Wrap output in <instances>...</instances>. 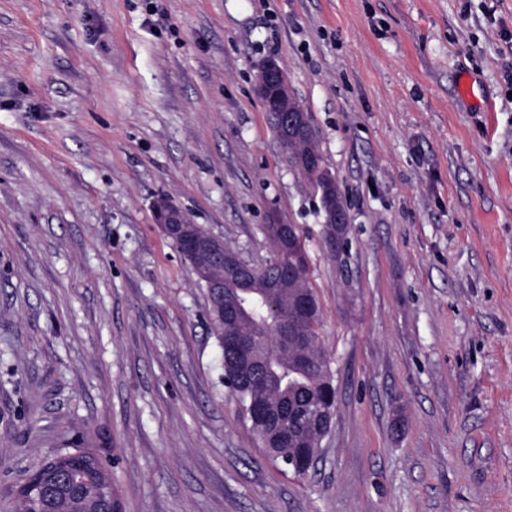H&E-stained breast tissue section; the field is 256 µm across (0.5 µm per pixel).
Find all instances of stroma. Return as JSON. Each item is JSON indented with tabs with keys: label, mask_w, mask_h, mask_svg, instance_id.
Masks as SVG:
<instances>
[{
	"label": "stroma",
	"mask_w": 512,
	"mask_h": 512,
	"mask_svg": "<svg viewBox=\"0 0 512 512\" xmlns=\"http://www.w3.org/2000/svg\"><path fill=\"white\" fill-rule=\"evenodd\" d=\"M283 64L349 271L256 91ZM512 0H0V512L95 449L124 512H512ZM470 97H463L461 75ZM164 196L246 260L307 237L336 387L272 461ZM329 180L326 181V186L323 190L322 194V208L320 210L321 216L323 217V230L322 234L325 240L327 247L330 251L336 248V242L341 244L346 239V235L348 233V219H345L342 222L336 224L340 219V214L337 209H341L343 211H347V207L343 197L341 196L338 185L336 183V193L332 186V183L335 181V178L332 175H326ZM336 240V242L334 240ZM334 256H337V259L340 262L341 268L347 267L346 260V252L339 246L333 251ZM248 422L250 423V428L252 432L260 441L263 448H265L268 455H271V457L275 461H278L281 464L288 459L290 454L295 455L297 447H295L294 444L292 443L288 444V448L283 447L282 443L277 441L275 434L269 430V427L265 422H252L251 420H248ZM321 459L322 455L320 451L317 455H305L303 459V464L299 463V459L297 456H295L292 459H288V461L289 464H291V466L294 469L312 470L316 468L317 464L321 461Z\"/></svg>",
	"instance_id": "35a3bbf8"
}]
</instances>
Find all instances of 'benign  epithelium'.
<instances>
[{"label": "benign epithelium", "instance_id": "1", "mask_svg": "<svg viewBox=\"0 0 512 512\" xmlns=\"http://www.w3.org/2000/svg\"><path fill=\"white\" fill-rule=\"evenodd\" d=\"M256 87L266 108L284 114L280 130V148L285 156L291 155V147L308 138L312 126L308 112L296 102L286 69L280 64L268 63L256 74ZM334 177H329L322 194L321 216L323 223L334 224L340 219L336 211V193L332 186ZM155 223L162 231L177 240L183 250L193 257L192 268L197 279L207 282L213 288H224V279L250 282L257 269L243 259L239 253L224 250V240L213 234H203L190 214L166 197H159L153 203ZM222 313L225 336L236 356L249 363L260 362L264 342L252 330L243 328V302L237 293L223 297ZM307 307L303 302L295 304L281 328V350L292 353L300 363L308 364L312 358L304 351L307 338L300 334L305 321Z\"/></svg>", "mask_w": 512, "mask_h": 512}]
</instances>
